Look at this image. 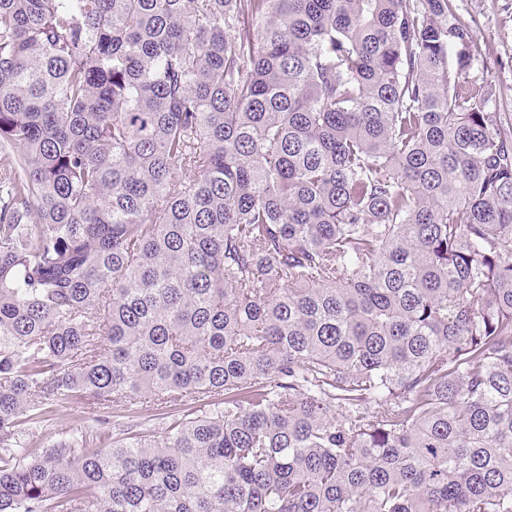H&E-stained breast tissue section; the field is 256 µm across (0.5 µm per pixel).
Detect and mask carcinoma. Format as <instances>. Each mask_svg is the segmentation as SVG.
Returning a JSON list of instances; mask_svg holds the SVG:
<instances>
[{
    "label": "carcinoma",
    "instance_id": "1",
    "mask_svg": "<svg viewBox=\"0 0 512 512\" xmlns=\"http://www.w3.org/2000/svg\"><path fill=\"white\" fill-rule=\"evenodd\" d=\"M474 25L0 0V512H512V113ZM115 400L162 439L104 446ZM80 405H74L71 409L64 410L52 416L50 420L43 422L32 430L33 434L45 443L70 438L76 428L89 416Z\"/></svg>",
    "mask_w": 512,
    "mask_h": 512
}]
</instances>
